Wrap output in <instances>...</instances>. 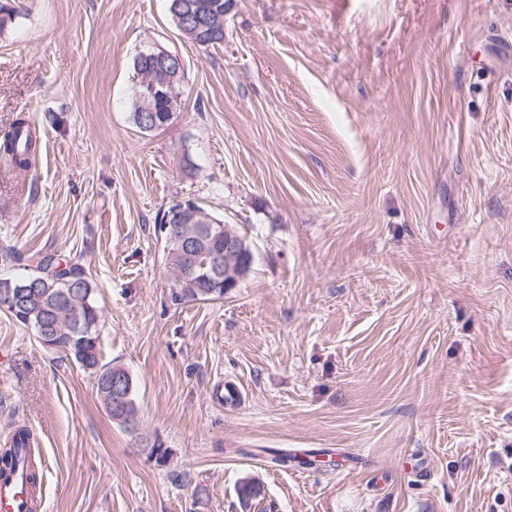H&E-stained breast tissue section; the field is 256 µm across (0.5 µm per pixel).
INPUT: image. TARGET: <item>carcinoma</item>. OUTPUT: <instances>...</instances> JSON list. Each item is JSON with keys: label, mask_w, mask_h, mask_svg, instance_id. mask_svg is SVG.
<instances>
[{"label": "carcinoma", "mask_w": 512, "mask_h": 512, "mask_svg": "<svg viewBox=\"0 0 512 512\" xmlns=\"http://www.w3.org/2000/svg\"><path fill=\"white\" fill-rule=\"evenodd\" d=\"M208 7L212 17L218 20L219 35L202 40V47L215 46L224 39V13L230 0H199ZM35 139L27 119L17 115L9 128L0 134V159L9 167L26 171L32 164ZM162 234L167 258L173 270L174 290L171 299L175 304L185 301L221 299L224 297V281L212 280L198 289L179 287L187 263L181 260L180 244L171 231H163V224L156 225ZM0 266L24 269L22 275H0V289L22 286L29 297L23 310L14 311L9 305L0 308L17 323L29 326L35 337L54 336L62 354L95 375L97 394L107 392L103 378L117 367L101 360L100 315L95 300V284L89 267L81 259L45 255L35 265L24 263V257L10 245L0 247ZM79 307V315L67 313V307ZM274 462L281 467H306L312 461L287 450L274 455ZM26 470V480L35 485L38 474L34 466L32 434L26 427L15 429L7 446L0 449V479L8 481L20 471Z\"/></svg>", "instance_id": "carcinoma-1"}]
</instances>
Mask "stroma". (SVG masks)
<instances>
[{
    "mask_svg": "<svg viewBox=\"0 0 512 512\" xmlns=\"http://www.w3.org/2000/svg\"><path fill=\"white\" fill-rule=\"evenodd\" d=\"M7 2L0 131L39 148L0 162V245L83 258L138 407L0 312V445L36 434L41 512H512V0H231L207 49L167 0ZM152 46L184 79L144 132ZM182 198L252 244L223 298L170 299ZM35 139L27 119L17 115L0 135V159L12 169L27 171L32 164Z\"/></svg>",
    "mask_w": 512,
    "mask_h": 512,
    "instance_id": "35a3bbf8",
    "label": "stroma"
}]
</instances>
